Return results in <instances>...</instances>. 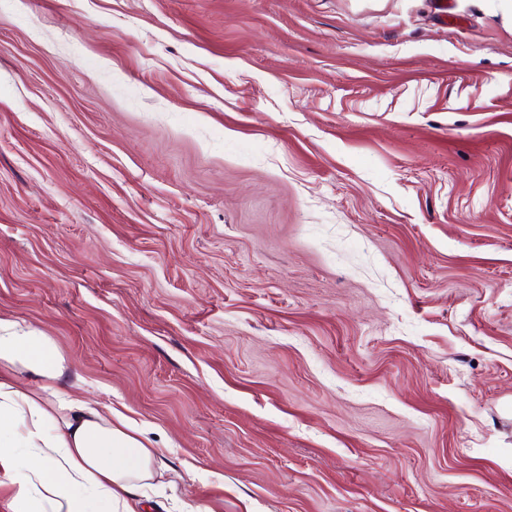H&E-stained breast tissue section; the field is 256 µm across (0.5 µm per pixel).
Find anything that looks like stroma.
<instances>
[{"instance_id":"35a3bbf8","label":"stroma","mask_w":512,"mask_h":512,"mask_svg":"<svg viewBox=\"0 0 512 512\" xmlns=\"http://www.w3.org/2000/svg\"><path fill=\"white\" fill-rule=\"evenodd\" d=\"M2 317L145 512H512V0H0Z\"/></svg>"}]
</instances>
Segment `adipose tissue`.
Wrapping results in <instances>:
<instances>
[{
  "label": "adipose tissue",
  "mask_w": 512,
  "mask_h": 512,
  "mask_svg": "<svg viewBox=\"0 0 512 512\" xmlns=\"http://www.w3.org/2000/svg\"><path fill=\"white\" fill-rule=\"evenodd\" d=\"M68 370L50 336L0 319V468L18 499L38 482L53 512H138L155 451L123 415L64 391ZM21 372L39 392L19 383Z\"/></svg>",
  "instance_id": "ef3b65f1"
}]
</instances>
